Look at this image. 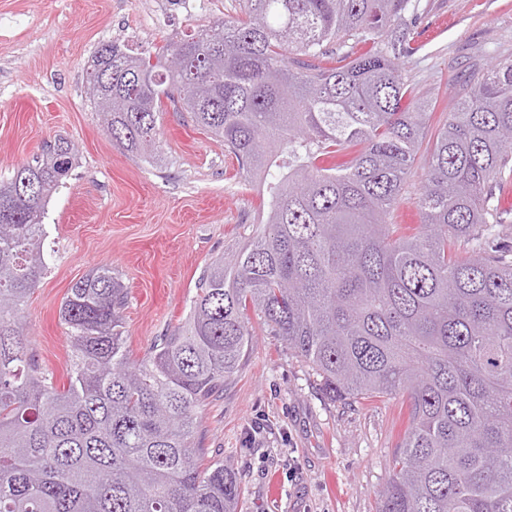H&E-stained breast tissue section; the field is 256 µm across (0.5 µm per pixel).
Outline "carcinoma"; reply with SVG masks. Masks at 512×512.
I'll return each instance as SVG.
<instances>
[{
  "mask_svg": "<svg viewBox=\"0 0 512 512\" xmlns=\"http://www.w3.org/2000/svg\"><path fill=\"white\" fill-rule=\"evenodd\" d=\"M408 4L242 0L151 50L97 48L87 98L112 144L158 160L170 105L224 142L262 209L139 361L112 267L73 283L59 387L23 318L76 149L59 138L0 181V512H239L232 467L203 463L196 410L238 372L250 310L329 398L405 399L378 512H512V248L494 205L512 178V60L465 81L427 156L421 224L399 232L434 112L399 62Z\"/></svg>",
  "mask_w": 512,
  "mask_h": 512,
  "instance_id": "carcinoma-1",
  "label": "carcinoma"
}]
</instances>
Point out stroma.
Wrapping results in <instances>:
<instances>
[{
	"instance_id": "stroma-1",
	"label": "stroma",
	"mask_w": 512,
	"mask_h": 512,
	"mask_svg": "<svg viewBox=\"0 0 512 512\" xmlns=\"http://www.w3.org/2000/svg\"><path fill=\"white\" fill-rule=\"evenodd\" d=\"M0 0V178L56 138L78 165L45 218L49 272L24 310L40 367L65 383L67 330L59 308L101 264L128 289L122 312L132 359L184 320L215 256L248 237L260 197L216 141L183 112H165L161 159L113 146L85 96L101 43L148 50L239 14V0ZM416 49L403 68L420 96L448 104L472 63L512 60V0H417L407 14ZM236 375L197 411L206 461L228 460L241 512H376L401 440V398L334 401L311 367L259 317Z\"/></svg>"
}]
</instances>
